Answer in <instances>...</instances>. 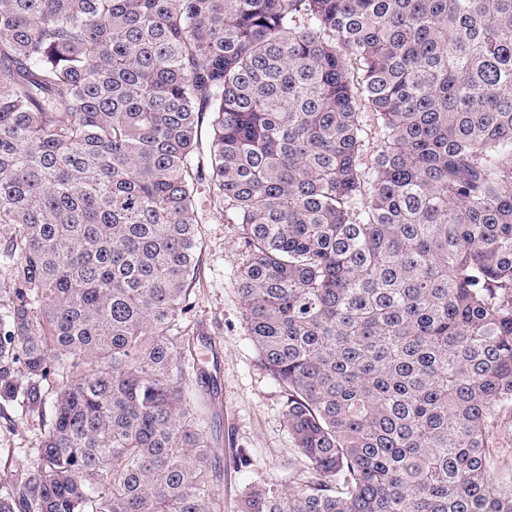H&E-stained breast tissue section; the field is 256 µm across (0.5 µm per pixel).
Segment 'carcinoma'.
I'll return each mask as SVG.
<instances>
[{"label": "carcinoma", "mask_w": 512, "mask_h": 512, "mask_svg": "<svg viewBox=\"0 0 512 512\" xmlns=\"http://www.w3.org/2000/svg\"><path fill=\"white\" fill-rule=\"evenodd\" d=\"M203 183L306 464L240 512H512V0H0V409L66 378L0 512H216ZM490 432L493 433L496 445L501 448L495 475L502 480L509 481L512 478V427L506 423H494L490 427Z\"/></svg>", "instance_id": "1"}]
</instances>
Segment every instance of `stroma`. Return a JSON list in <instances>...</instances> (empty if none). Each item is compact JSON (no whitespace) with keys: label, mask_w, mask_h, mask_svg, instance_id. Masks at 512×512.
Returning <instances> with one entry per match:
<instances>
[{"label":"stroma","mask_w":512,"mask_h":512,"mask_svg":"<svg viewBox=\"0 0 512 512\" xmlns=\"http://www.w3.org/2000/svg\"><path fill=\"white\" fill-rule=\"evenodd\" d=\"M199 266L194 274L192 310L181 326L182 362L189 378L206 372L209 389L200 402L211 423L218 477L211 488L221 512H240L244 492L255 485L278 487L304 460L288 435L285 398L278 382L262 368L242 320V299L235 279L246 254L240 225L226 223L224 204L200 187ZM62 382L44 385L42 410L17 406L0 410V490L10 486L16 469L38 463L37 446L52 419L51 404ZM247 455L248 466L238 458Z\"/></svg>","instance_id":"obj_1"}]
</instances>
